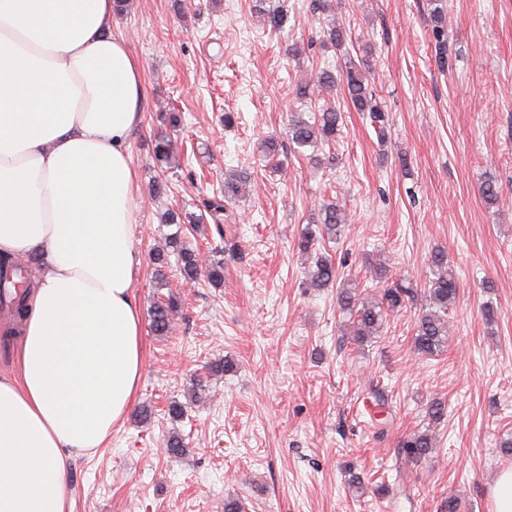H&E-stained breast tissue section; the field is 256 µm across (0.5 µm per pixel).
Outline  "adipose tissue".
<instances>
[{"label": "adipose tissue", "instance_id": "adipose-tissue-1", "mask_svg": "<svg viewBox=\"0 0 512 512\" xmlns=\"http://www.w3.org/2000/svg\"><path fill=\"white\" fill-rule=\"evenodd\" d=\"M114 0H0V256L39 261L0 376V512H71L73 456L103 447L144 366L127 150L145 93Z\"/></svg>", "mask_w": 512, "mask_h": 512}]
</instances>
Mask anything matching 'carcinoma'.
<instances>
[{
    "mask_svg": "<svg viewBox=\"0 0 512 512\" xmlns=\"http://www.w3.org/2000/svg\"><path fill=\"white\" fill-rule=\"evenodd\" d=\"M437 57L442 67L449 66L448 39L443 26L437 24L433 29ZM347 96L352 106L359 112L368 114L371 125L377 129V135L384 137L389 122L388 115L373 102V95L366 85V77L354 62L345 66ZM342 114L334 108H326L313 112L309 118L297 117L291 120L288 136L297 149L326 145L335 140L340 131ZM153 156L157 167L168 168L175 159L173 141L166 128L154 135ZM241 179L228 177L224 179L223 198H213L205 202L206 211L216 224V232L220 244L215 246V253L224 252V246L229 244L228 236L232 235L231 225L226 223L231 217L228 206L240 194ZM322 224L318 231L308 227L302 232L298 242L301 252L313 256V267L309 270L308 284L312 288H325L337 280L338 268L332 256L326 251L325 241H332L341 236L346 219L340 208L328 205L322 210ZM182 230L169 235V247L176 253L179 262V272L187 280H196L203 274L208 282L218 285L224 281V260H212L209 265L201 264L198 253L188 247L182 240ZM17 265L7 259H0V304L10 306L18 318H23L27 312V295L11 292L12 281L4 276L6 272H15ZM431 278L426 282V303L418 313L415 348L418 353L434 356L443 351L448 343V309L454 305L458 292L456 277L448 266V258L442 251H436L431 256ZM416 291L401 283L393 284L372 299L361 295L359 285L355 282L346 284L337 294V305L341 313L347 315L353 324V335L356 341L364 342L371 336L377 335L384 319L391 312H397L413 302ZM179 302L174 294H168L157 300L150 309L149 317L154 334H168L170 323ZM405 453L411 459H420L434 448V439L429 431L414 434L403 444Z\"/></svg>",
    "mask_w": 512,
    "mask_h": 512,
    "instance_id": "obj_1",
    "label": "carcinoma"
}]
</instances>
